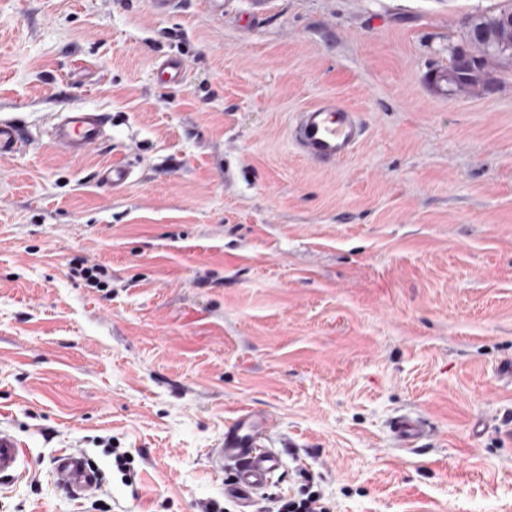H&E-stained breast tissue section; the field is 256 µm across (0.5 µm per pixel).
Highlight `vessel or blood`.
Wrapping results in <instances>:
<instances>
[{"label": "vessel or blood", "instance_id": "1", "mask_svg": "<svg viewBox=\"0 0 512 512\" xmlns=\"http://www.w3.org/2000/svg\"><path fill=\"white\" fill-rule=\"evenodd\" d=\"M155 72L162 82L180 86L188 73L184 62L175 57L156 61ZM365 126L359 115L334 96L321 98L297 113L292 126V140L300 154L312 163L333 168L351 158L364 140ZM50 138L58 153L68 157L84 155L109 137L107 121L101 111L73 108L56 113L49 128ZM26 144L22 128L10 120H0V156L20 153ZM273 416L250 408L224 425L211 453L213 465L229 472L226 492L241 508H248L264 490L279 469L281 456L268 447ZM431 432L426 418L413 413L394 417L390 436L396 447L417 449L424 446ZM24 450L19 439L0 428V474L17 473ZM52 477L56 484L83 496L92 495L96 479L89 472L85 457L76 451L63 450L53 459Z\"/></svg>", "mask_w": 512, "mask_h": 512}]
</instances>
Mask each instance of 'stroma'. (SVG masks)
Masks as SVG:
<instances>
[{"label": "stroma", "mask_w": 512, "mask_h": 512, "mask_svg": "<svg viewBox=\"0 0 512 512\" xmlns=\"http://www.w3.org/2000/svg\"><path fill=\"white\" fill-rule=\"evenodd\" d=\"M508 1L0 0V119L27 137L0 157V427L25 449L0 512H238L209 451L244 405L282 461L254 512H512V66L435 83ZM327 95L366 127L333 169L291 140ZM71 106L111 134L80 157L47 135ZM405 411L426 446L392 445ZM65 448L93 497L54 484ZM155 72L162 82L181 86L186 83L188 73L184 62L175 57H167L155 62Z\"/></svg>", "instance_id": "stroma-1"}]
</instances>
